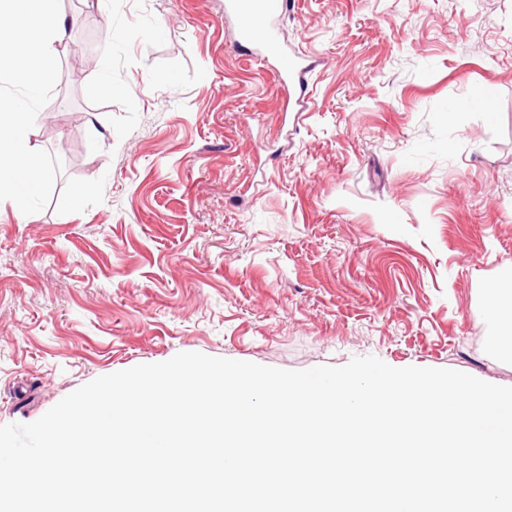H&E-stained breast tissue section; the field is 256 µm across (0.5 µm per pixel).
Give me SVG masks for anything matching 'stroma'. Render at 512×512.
I'll return each instance as SVG.
<instances>
[{
    "instance_id": "obj_1",
    "label": "stroma",
    "mask_w": 512,
    "mask_h": 512,
    "mask_svg": "<svg viewBox=\"0 0 512 512\" xmlns=\"http://www.w3.org/2000/svg\"><path fill=\"white\" fill-rule=\"evenodd\" d=\"M61 10L29 138L72 165L34 221L0 204V425L179 352L512 386V0H287L299 112L224 0ZM486 305L492 320L502 327V336H509L507 342L501 341L503 352L512 355V278L500 280L489 288L485 296Z\"/></svg>"
}]
</instances>
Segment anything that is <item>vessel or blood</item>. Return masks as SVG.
Instances as JSON below:
<instances>
[{"label": "vessel or blood", "mask_w": 512, "mask_h": 512, "mask_svg": "<svg viewBox=\"0 0 512 512\" xmlns=\"http://www.w3.org/2000/svg\"><path fill=\"white\" fill-rule=\"evenodd\" d=\"M284 6L285 0H225L224 10L236 17L243 45L275 60L274 74L289 96H302L308 91L311 65L308 59L286 52L280 44L276 20Z\"/></svg>", "instance_id": "obj_1"}]
</instances>
